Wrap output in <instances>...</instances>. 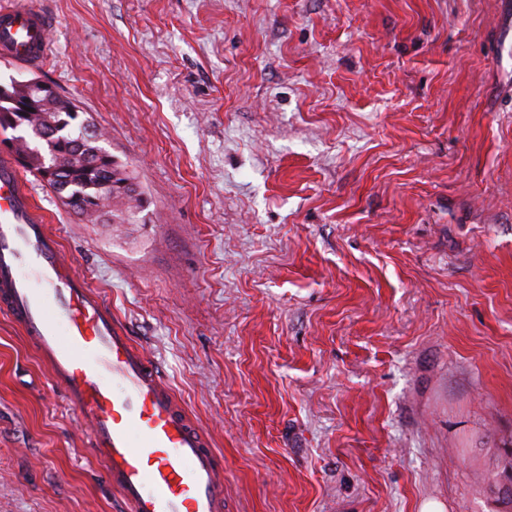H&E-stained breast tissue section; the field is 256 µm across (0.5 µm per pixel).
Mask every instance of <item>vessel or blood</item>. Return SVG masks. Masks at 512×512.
<instances>
[{"mask_svg": "<svg viewBox=\"0 0 512 512\" xmlns=\"http://www.w3.org/2000/svg\"><path fill=\"white\" fill-rule=\"evenodd\" d=\"M52 21L0 6V56L45 63ZM0 312L49 365L125 512H224V481L206 434L109 304L72 266L13 155L0 152Z\"/></svg>", "mask_w": 512, "mask_h": 512, "instance_id": "obj_1", "label": "vessel or blood"}]
</instances>
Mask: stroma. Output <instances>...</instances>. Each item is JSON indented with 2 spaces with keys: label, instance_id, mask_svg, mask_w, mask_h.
<instances>
[{
  "label": "stroma",
  "instance_id": "1",
  "mask_svg": "<svg viewBox=\"0 0 512 512\" xmlns=\"http://www.w3.org/2000/svg\"><path fill=\"white\" fill-rule=\"evenodd\" d=\"M138 224L62 257L220 458L224 512H496L512 452L507 0H27ZM0 512H122L0 313Z\"/></svg>",
  "mask_w": 512,
  "mask_h": 512
}]
</instances>
